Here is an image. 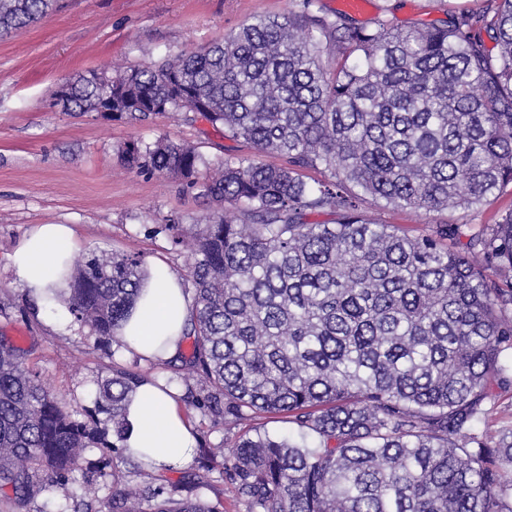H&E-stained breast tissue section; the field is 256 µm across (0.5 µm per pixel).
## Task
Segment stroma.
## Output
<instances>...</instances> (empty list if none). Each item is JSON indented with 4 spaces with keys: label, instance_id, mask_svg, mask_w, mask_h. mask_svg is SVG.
Masks as SVG:
<instances>
[{
    "label": "stroma",
    "instance_id": "1",
    "mask_svg": "<svg viewBox=\"0 0 512 512\" xmlns=\"http://www.w3.org/2000/svg\"><path fill=\"white\" fill-rule=\"evenodd\" d=\"M300 0H66L62 10L0 41V340L28 350L52 390L79 421L97 420V383L112 367L137 372L172 386L189 420L196 445L233 444L261 427L288 436L285 419L256 418L233 425L189 405L196 380L186 379L183 365L191 353L184 338L170 366L153 367L120 344L99 349L88 327L70 322L67 332L54 328V314L21 288L8 257L38 224H69L76 233L75 260L99 248L136 253L147 269H164L188 279L185 249L172 247L158 225L178 220L203 223L210 203L173 179L128 169L118 148L130 140L165 137L194 145L210 159L249 157L240 140L225 137L209 124L173 122L158 116L142 123L112 120L98 114L75 115L54 100L58 85L90 70L138 68L151 61L199 49L238 29L257 15L298 11ZM488 0H369L365 14L352 24L369 27L377 19L406 31L416 26H444L451 7L485 8ZM365 219L394 224L413 235L444 222L471 223L464 209L424 212L382 207L372 198L361 205ZM84 466L92 471L98 496L131 469L120 449L90 448Z\"/></svg>",
    "mask_w": 512,
    "mask_h": 512
}]
</instances>
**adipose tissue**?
Wrapping results in <instances>:
<instances>
[{
    "mask_svg": "<svg viewBox=\"0 0 512 512\" xmlns=\"http://www.w3.org/2000/svg\"><path fill=\"white\" fill-rule=\"evenodd\" d=\"M74 231L68 224H40L10 257L21 286L41 303L54 304L63 287L74 251ZM193 316V300L181 279L162 271L142 288L127 322L118 329L122 343L136 355L165 360L175 355L185 324ZM125 452L157 468L188 463L194 450L189 421L171 389L143 383L129 408Z\"/></svg>",
    "mask_w": 512,
    "mask_h": 512,
    "instance_id": "ef3b65f1",
    "label": "adipose tissue"
}]
</instances>
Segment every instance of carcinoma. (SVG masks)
Wrapping results in <instances>:
<instances>
[{"label":"carcinoma","mask_w":512,"mask_h":512,"mask_svg":"<svg viewBox=\"0 0 512 512\" xmlns=\"http://www.w3.org/2000/svg\"><path fill=\"white\" fill-rule=\"evenodd\" d=\"M317 2L124 70L110 88L92 71L64 104L94 113L110 94L114 119H201L286 162L209 160L164 138L121 148L130 167L217 206L203 224L158 227L193 258L184 335L187 370L206 390L198 408L233 424L284 415L302 438L258 428L201 449L199 469L219 470L246 512H512V429L494 448L477 431L490 389L512 388L501 364L512 350V208L418 236L360 212L369 196L479 215L512 184V0L406 32L381 19L353 26ZM59 7L0 0V36ZM311 169L326 182H305ZM320 212L334 221H306ZM148 275L136 253L93 252L71 271L68 311L108 344ZM143 382L114 369L98 383L97 409L120 441ZM91 447H111L106 433L73 419L25 351L0 340V487L13 504L35 497V472L61 489L81 472L82 512H224L221 500L177 497L158 470L113 488L107 509L83 470Z\"/></svg>","instance_id":"1"}]
</instances>
